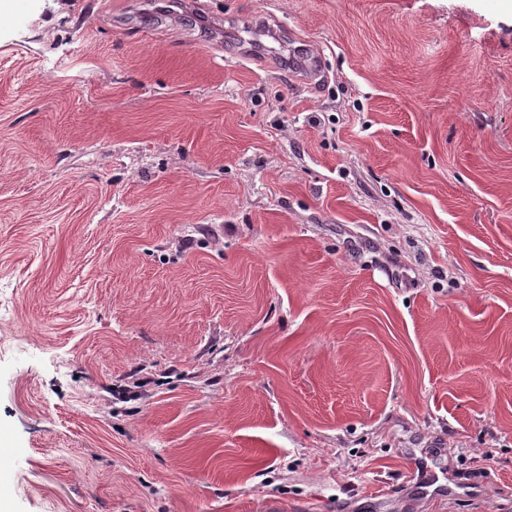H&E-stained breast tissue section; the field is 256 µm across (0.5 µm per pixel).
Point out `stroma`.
Instances as JSON below:
<instances>
[{
    "mask_svg": "<svg viewBox=\"0 0 512 512\" xmlns=\"http://www.w3.org/2000/svg\"><path fill=\"white\" fill-rule=\"evenodd\" d=\"M1 8L0 512H512V0ZM422 474L421 490L425 493L445 496L450 490L445 478H440L438 473L428 466L427 463L419 462Z\"/></svg>",
    "mask_w": 512,
    "mask_h": 512,
    "instance_id": "1",
    "label": "stroma"
}]
</instances>
